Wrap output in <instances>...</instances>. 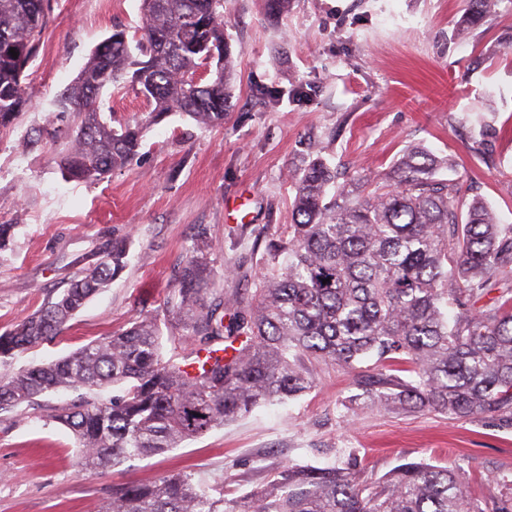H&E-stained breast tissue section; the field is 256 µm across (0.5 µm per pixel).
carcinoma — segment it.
<instances>
[{
  "label": "carcinoma",
  "instance_id": "obj_1",
  "mask_svg": "<svg viewBox=\"0 0 512 512\" xmlns=\"http://www.w3.org/2000/svg\"><path fill=\"white\" fill-rule=\"evenodd\" d=\"M47 0H0V127L28 106L24 73L46 24ZM141 35L125 31L100 43L58 99L76 134L62 157L65 174L99 181L135 155L143 131L176 111L207 126L224 123L231 50L224 0H142ZM224 63L194 81L209 50ZM18 58H13L10 49ZM132 90L154 105L116 128L97 105L107 88ZM438 161L414 147L383 190L365 193L355 176L338 186L316 158L294 174V223L268 244L275 273L251 303L224 318V294L212 287L207 261L192 256L168 321L206 354L186 375L166 361L152 318L62 359L0 374V411L60 390L112 387L103 402L80 395L51 418L78 440L84 471L162 453L251 412L311 388L306 362L356 371L376 359L377 377L357 399L384 410L433 411L458 419L492 415L512 426V296L492 297L491 282L512 273V225L477 198L464 202L456 184L437 178ZM112 247L43 305L0 334V358L51 342L125 267ZM401 372L410 373L405 379ZM493 512H512V480ZM102 512H484L467 493L461 468L405 461L371 485L352 469L284 465L267 485L232 499L187 472L150 484L112 488Z\"/></svg>",
  "mask_w": 512,
  "mask_h": 512
}]
</instances>
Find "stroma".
Returning <instances> with one entry per match:
<instances>
[{
	"mask_svg": "<svg viewBox=\"0 0 512 512\" xmlns=\"http://www.w3.org/2000/svg\"><path fill=\"white\" fill-rule=\"evenodd\" d=\"M141 0H49L27 71L29 108L0 128V333L125 244L122 274L70 319L53 343L18 354L11 369L48 363L129 327L161 323L164 357L183 362L167 301L195 247L206 249L225 299L248 304L272 269L266 245L292 222L294 172L326 158L339 180L389 175L421 145L452 168L462 198L487 201L512 225V0L482 19L467 0H291L271 25L263 0H224L232 46L229 108L220 126L169 113L133 158L104 179H69L61 158L72 116L55 102L94 48L134 33ZM304 395L256 408L177 448L98 472L80 468L73 434L52 420L75 392L0 411V512H100L114 486L187 471L249 492L282 464L353 462L361 481L407 460L463 469L485 512L512 476V427L492 417L346 409L356 376L310 367Z\"/></svg>",
	"mask_w": 512,
	"mask_h": 512,
	"instance_id": "35a3bbf8",
	"label": "stroma"
}]
</instances>
